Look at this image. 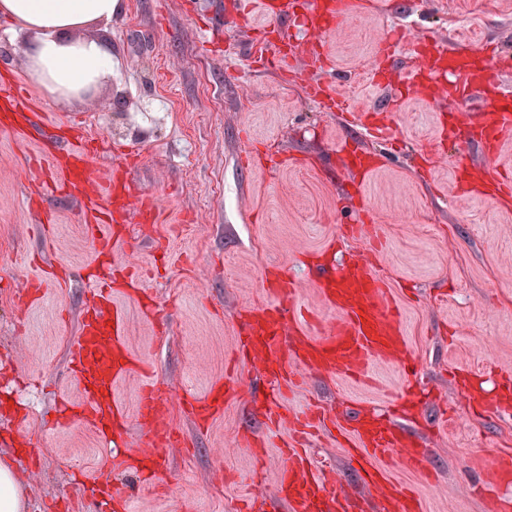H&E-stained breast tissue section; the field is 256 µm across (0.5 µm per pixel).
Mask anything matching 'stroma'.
I'll use <instances>...</instances> for the list:
<instances>
[{
	"label": "stroma",
	"instance_id": "obj_1",
	"mask_svg": "<svg viewBox=\"0 0 512 512\" xmlns=\"http://www.w3.org/2000/svg\"><path fill=\"white\" fill-rule=\"evenodd\" d=\"M122 2L112 20L80 32L109 52L111 78L65 105L32 79L30 36L0 19V47L7 49L0 80L17 79L39 111L32 127L0 133V458L11 460L27 512H98L103 479L124 492L128 512H237L257 490L276 512H287L275 479L277 447L288 430L266 431L265 462L256 466L240 435L246 427L263 429L251 396L268 380L235 361L234 351L244 310L269 299L267 272L287 270L298 285L295 305L312 319L325 317L304 259L327 246L371 253L435 393L424 409L437 428L424 443L437 475L429 482L397 467L394 478L416 489L423 512H488L474 462L512 448V413H470L448 371L465 363L485 369L483 385L491 390L512 369V207L460 193L465 171L457 159L467 144L441 140L442 114L421 98L391 112L395 141L364 142L388 161L363 189L369 210L359 218L362 235L348 237L343 229L358 217L340 202L345 185L322 174L343 127L325 100L297 82L302 73L318 80L324 74L301 62L285 73L273 65L281 52L304 47L301 31L267 28L257 8L238 15L236 0ZM262 26L261 66L250 55V35ZM400 27L405 35L395 53L402 70L416 64L413 38L422 32L512 50V0H352L327 45L342 94L364 106L384 100L375 79L378 50ZM75 120L101 146L93 170L107 173L114 148L133 151V185L155 196L162 212L157 224L120 225L115 246L117 261L139 269L142 295L155 312L146 320L141 295L119 298L128 340L147 363L145 373L112 387L127 413L128 450L145 449L136 406L151 382L168 390L167 423L183 438L165 449L151 483L135 468L110 472L91 428L55 424L58 402L81 394L67 352L99 261L79 204L39 203L28 168L42 139ZM53 267L65 281L21 305L16 288ZM373 375V389L314 380L284 392L283 402L292 412L316 400L339 415L358 402L382 410L399 392L402 369L377 366ZM227 381L236 383L235 393L199 428L185 396H204ZM308 453L315 471L338 472L358 489L335 442L315 439Z\"/></svg>",
	"mask_w": 512,
	"mask_h": 512
}]
</instances>
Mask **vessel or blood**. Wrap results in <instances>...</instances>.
Segmentation results:
<instances>
[{
  "label": "vessel or blood",
  "mask_w": 512,
  "mask_h": 512,
  "mask_svg": "<svg viewBox=\"0 0 512 512\" xmlns=\"http://www.w3.org/2000/svg\"><path fill=\"white\" fill-rule=\"evenodd\" d=\"M348 7L347 0H266L265 13L270 22L283 26L294 22L313 35L317 46L337 27ZM421 63L409 75L390 80L388 106H395L417 95L432 102L439 111L449 109L452 101L473 103L472 113L460 120L457 130L471 140L476 154L458 160L471 173L468 192L498 200L512 199V181L499 171L496 158L501 147L512 141V89L502 82L512 72V59L473 52L468 46H454L428 35L418 43ZM0 103L10 112L24 115L33 107L26 90L15 83L0 85ZM336 109L348 116L346 138L338 142V151L347 153L349 167L366 177L376 165L364 161L348 148L362 134L384 135L385 125H369V110L357 108L347 98L336 102ZM94 149L84 137H74L62 146L45 148L43 161L47 175L40 192L51 193L72 186L84 197V207L95 222L88 231L97 250L111 253L114 246L107 229L114 219L128 220L127 199L132 184L124 165H116L105 181L94 179L91 169ZM115 281L103 282L99 302L70 352L69 362L82 384L81 397L70 403L71 416L95 429L111 446L107 458L113 468L131 466L135 458L115 443L122 433L125 411L112 400V387L128 375L145 371L144 360L130 348L124 317L112 298ZM293 281L283 280L274 289L275 300L255 309L238 350L244 359L261 364L273 381L296 386L310 377L366 379L372 363L397 364L404 372H413L416 357L412 353L404 319L390 287L376 274L369 257L361 256L337 267L319 266L316 288L321 304L336 313L335 321L316 323L303 312L288 305ZM477 372L460 366L454 372L457 388L469 404L485 410L497 409L512 400V380L500 394L488 396L476 391L471 381ZM224 408L222 388H212L195 399L191 411L199 423H207ZM138 418L147 426L153 450L149 459L160 467L161 450L173 444L174 436L166 422L162 399L155 388L140 396ZM264 418L268 423H289L292 432L280 447L282 463L278 473L277 495L289 512H359L356 497L348 494L341 481L313 474L310 461L301 449L312 431L324 428L321 415H291L278 399H270ZM337 435L348 449L355 472L368 497L378 502L380 512H422L420 498L408 487L393 481V466L429 476L433 462L405 425L376 412H351L338 424ZM484 487L497 492L512 485V450L498 452L483 460Z\"/></svg>",
  "instance_id": "b4317fda"
}]
</instances>
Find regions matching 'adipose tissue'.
I'll use <instances>...</instances> for the list:
<instances>
[{"instance_id": "1", "label": "adipose tissue", "mask_w": 512, "mask_h": 512, "mask_svg": "<svg viewBox=\"0 0 512 512\" xmlns=\"http://www.w3.org/2000/svg\"><path fill=\"white\" fill-rule=\"evenodd\" d=\"M121 0H0V17L32 37L33 79L56 100L69 101L112 73V58L78 29L109 19Z\"/></svg>"}]
</instances>
